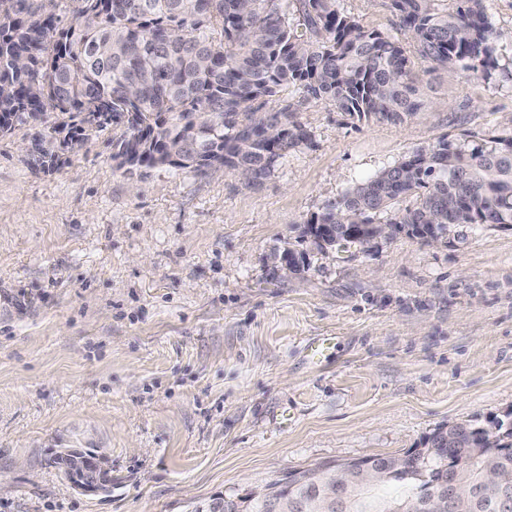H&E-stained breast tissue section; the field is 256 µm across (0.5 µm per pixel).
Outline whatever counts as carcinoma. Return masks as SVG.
<instances>
[{
    "mask_svg": "<svg viewBox=\"0 0 512 512\" xmlns=\"http://www.w3.org/2000/svg\"><path fill=\"white\" fill-rule=\"evenodd\" d=\"M403 44L360 25L337 0H0V135L51 115L49 152L109 126L112 157L139 154V167L204 172L169 146L224 157V169L266 178L289 148L310 135L293 120L296 102L323 101L347 116L401 122L423 108L415 60L487 79L505 71L485 0H389ZM71 15L60 25L57 11ZM20 54L27 72L10 58ZM63 138H58L59 134ZM386 213L392 235L444 239L452 224L512 227V135L468 146L448 136L413 150L324 205L308 223L336 230L375 224ZM448 430L408 454L407 468L374 488L340 490L342 512H387L468 480L453 512H512V424L468 427L454 447ZM402 484L395 493L383 485ZM316 469L292 485L275 481L262 497L224 494L190 512H276V501L308 506L323 493Z\"/></svg>",
    "mask_w": 512,
    "mask_h": 512,
    "instance_id": "cac0c4a2",
    "label": "carcinoma"
}]
</instances>
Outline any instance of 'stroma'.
Instances as JSON below:
<instances>
[{
  "label": "stroma",
  "instance_id": "obj_1",
  "mask_svg": "<svg viewBox=\"0 0 512 512\" xmlns=\"http://www.w3.org/2000/svg\"><path fill=\"white\" fill-rule=\"evenodd\" d=\"M340 7L407 39L388 0ZM415 73L428 106L401 123L299 103L309 142L254 184L118 167L108 130L40 170L31 126L0 136V512H188L319 464L402 457L443 427L512 423V228L341 251L302 233L442 136L512 133L511 72ZM316 336L337 339L318 367L303 352ZM64 448L105 456L111 495L47 467Z\"/></svg>",
  "mask_w": 512,
  "mask_h": 512
}]
</instances>
